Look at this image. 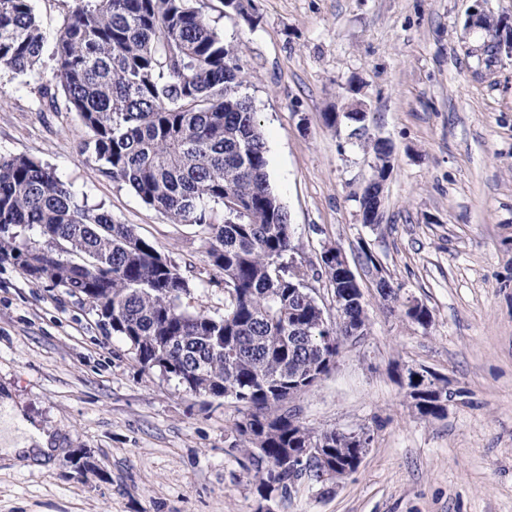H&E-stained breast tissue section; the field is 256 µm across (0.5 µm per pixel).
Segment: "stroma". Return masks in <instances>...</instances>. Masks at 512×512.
<instances>
[{"label":"stroma","mask_w":512,"mask_h":512,"mask_svg":"<svg viewBox=\"0 0 512 512\" xmlns=\"http://www.w3.org/2000/svg\"><path fill=\"white\" fill-rule=\"evenodd\" d=\"M201 0L232 44L266 143L269 182L288 211L295 259L335 314L323 268L339 248L364 293L369 333L293 402L316 431L364 429L355 472L300 480L275 512H512V55L493 67L470 48L474 0ZM0 73V155L53 167L104 204L190 279L182 305L224 312V277L193 224H176L80 152L85 130L64 96ZM366 133L349 122L353 88ZM394 147L381 221H362L375 138ZM372 254L375 269L364 263ZM398 299L381 300L377 278ZM426 306L422 325L404 301ZM430 370L454 392L422 417L408 375ZM0 397L58 449L26 467L0 460V512H257L255 469L231 430L241 406L184 392L145 371L89 305L0 263Z\"/></svg>","instance_id":"35a3bbf8"}]
</instances>
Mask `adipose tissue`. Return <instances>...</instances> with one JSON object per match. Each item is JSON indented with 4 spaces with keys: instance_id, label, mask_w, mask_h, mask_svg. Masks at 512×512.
Instances as JSON below:
<instances>
[{
    "instance_id": "ef3b65f1",
    "label": "adipose tissue",
    "mask_w": 512,
    "mask_h": 512,
    "mask_svg": "<svg viewBox=\"0 0 512 512\" xmlns=\"http://www.w3.org/2000/svg\"><path fill=\"white\" fill-rule=\"evenodd\" d=\"M49 433L35 426L16 409L0 416V456L17 463L42 461L53 455Z\"/></svg>"
}]
</instances>
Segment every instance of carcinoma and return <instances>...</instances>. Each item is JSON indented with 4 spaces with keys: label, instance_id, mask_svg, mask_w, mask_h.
I'll use <instances>...</instances> for the list:
<instances>
[{
    "label": "carcinoma",
    "instance_id": "cac0c4a2",
    "mask_svg": "<svg viewBox=\"0 0 512 512\" xmlns=\"http://www.w3.org/2000/svg\"><path fill=\"white\" fill-rule=\"evenodd\" d=\"M51 49L31 0H0V72L31 73L62 91L86 130L80 151L148 206L209 236V263L224 275V314L182 307L192 284L149 240L78 199L54 168L0 156V262L62 287L129 342L145 370L186 391L234 390L246 412L233 424L237 447L261 473L257 491L284 498L298 479L346 475L365 454L353 436L313 431L291 401L311 390L308 374L341 336L288 262V211L272 191L266 144L232 45L199 0H70ZM223 222L214 223V210ZM37 227L46 246L18 240ZM345 317L366 334L364 305ZM296 454L303 468H288Z\"/></svg>",
    "mask_w": 512,
    "mask_h": 512
}]
</instances>
